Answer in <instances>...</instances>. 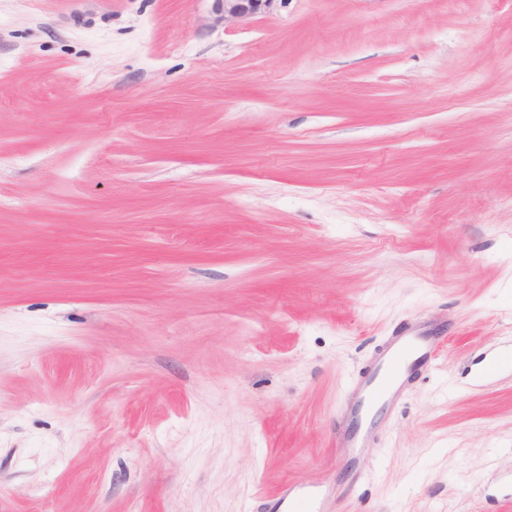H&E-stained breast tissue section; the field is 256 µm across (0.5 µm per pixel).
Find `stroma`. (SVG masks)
Wrapping results in <instances>:
<instances>
[{"instance_id": "1", "label": "stroma", "mask_w": 512, "mask_h": 512, "mask_svg": "<svg viewBox=\"0 0 512 512\" xmlns=\"http://www.w3.org/2000/svg\"><path fill=\"white\" fill-rule=\"evenodd\" d=\"M416 321L438 360L351 458ZM288 484L512 512V0H0V512ZM224 24L243 23L270 8L274 0H218ZM422 330V327L414 328L392 336L371 370L358 382L353 390L349 412L360 422V426L356 430L336 433L337 447L366 448L377 426L374 416L370 417L377 403L386 399L393 400L408 382V372L413 365H435L437 354L432 342L433 336H424Z\"/></svg>"}]
</instances>
